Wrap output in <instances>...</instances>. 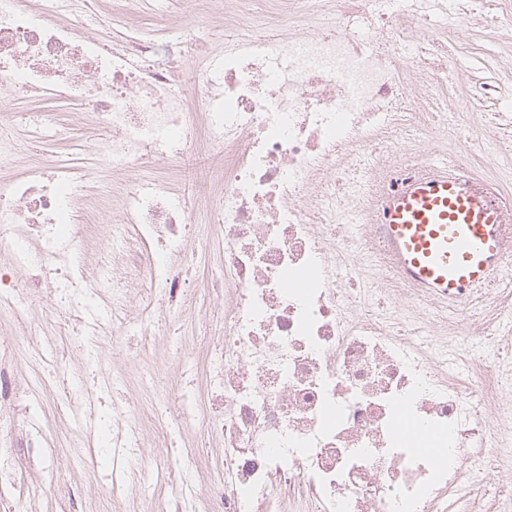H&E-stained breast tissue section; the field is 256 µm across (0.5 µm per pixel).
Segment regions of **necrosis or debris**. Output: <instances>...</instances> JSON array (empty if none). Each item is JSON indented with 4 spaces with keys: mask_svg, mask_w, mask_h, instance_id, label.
Listing matches in <instances>:
<instances>
[{
    "mask_svg": "<svg viewBox=\"0 0 512 512\" xmlns=\"http://www.w3.org/2000/svg\"><path fill=\"white\" fill-rule=\"evenodd\" d=\"M139 2L0 0V87L75 106L101 132L60 154L68 129L54 113L0 114V255L20 272H0V302L20 314L50 284L74 335H131L150 316L127 319L108 289L143 274L182 316L195 303L184 243L193 225L218 226L211 392L177 393L158 425L201 421L224 474L202 489L183 471L173 501L146 507L143 471L162 479L169 465L135 453L143 406L107 423L88 391L68 387L58 418L76 413L85 447L111 454L112 496L128 512H473L489 474L512 471V289L495 280L454 302L428 298L380 258L377 226L382 200L432 173L433 155L451 153L488 188L512 115L469 107L498 101L502 85L458 84L459 54L432 57L488 8L495 39L512 44V0H193L178 42L132 23ZM217 13L257 20L199 42ZM27 144L51 152L28 159ZM197 146L222 188L200 214L157 173ZM101 192L112 222L89 283L79 252L100 213L83 203ZM20 342L0 339V512L36 494L14 448L46 445L1 408L50 383L8 369ZM403 417L423 443L399 435Z\"/></svg>",
    "mask_w": 512,
    "mask_h": 512,
    "instance_id": "4bbe7bcc",
    "label": "necrosis or debris"
}]
</instances>
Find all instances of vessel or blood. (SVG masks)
<instances>
[{"instance_id":"obj_1","label":"vessel or blood","mask_w":512,"mask_h":512,"mask_svg":"<svg viewBox=\"0 0 512 512\" xmlns=\"http://www.w3.org/2000/svg\"><path fill=\"white\" fill-rule=\"evenodd\" d=\"M379 233L401 277L425 295L458 299L504 265V213L468 183L412 179L382 203Z\"/></svg>"}]
</instances>
